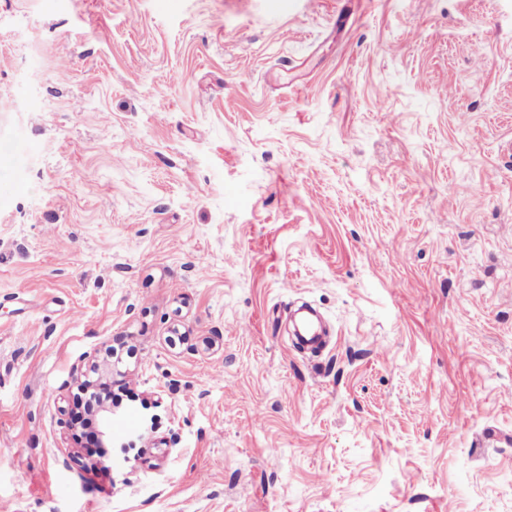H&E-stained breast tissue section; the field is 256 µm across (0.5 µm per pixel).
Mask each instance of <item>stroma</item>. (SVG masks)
Here are the masks:
<instances>
[{
	"instance_id": "stroma-1",
	"label": "stroma",
	"mask_w": 512,
	"mask_h": 512,
	"mask_svg": "<svg viewBox=\"0 0 512 512\" xmlns=\"http://www.w3.org/2000/svg\"><path fill=\"white\" fill-rule=\"evenodd\" d=\"M0 512H512V0H0Z\"/></svg>"
}]
</instances>
